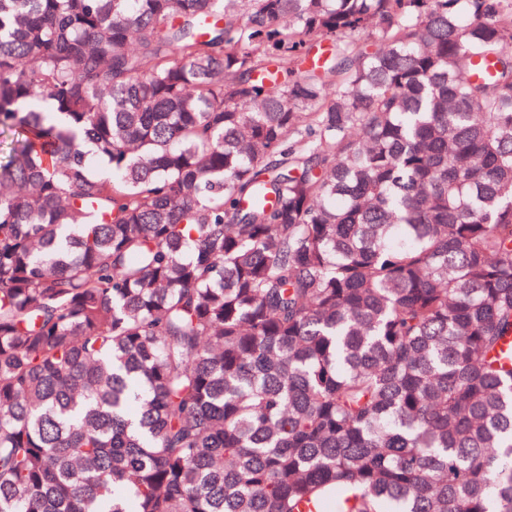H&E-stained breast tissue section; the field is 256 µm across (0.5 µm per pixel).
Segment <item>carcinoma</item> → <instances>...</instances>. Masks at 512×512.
Masks as SVG:
<instances>
[{
    "instance_id": "obj_1",
    "label": "carcinoma",
    "mask_w": 512,
    "mask_h": 512,
    "mask_svg": "<svg viewBox=\"0 0 512 512\" xmlns=\"http://www.w3.org/2000/svg\"><path fill=\"white\" fill-rule=\"evenodd\" d=\"M4 128L0 512H512V0H0Z\"/></svg>"
}]
</instances>
